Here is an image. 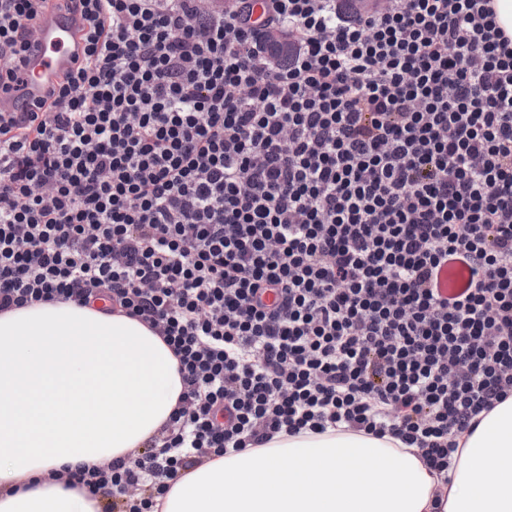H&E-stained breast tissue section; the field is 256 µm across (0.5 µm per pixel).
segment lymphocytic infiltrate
<instances>
[{
	"label": "lymphocytic infiltrate",
	"mask_w": 512,
	"mask_h": 512,
	"mask_svg": "<svg viewBox=\"0 0 512 512\" xmlns=\"http://www.w3.org/2000/svg\"><path fill=\"white\" fill-rule=\"evenodd\" d=\"M0 113V313L101 300L178 360L143 453L66 471L154 512L182 471L327 429L443 476L512 397V38L493 0H79ZM48 0H0V86ZM461 263L462 293L442 267ZM57 1L25 32L27 47L18 64L17 78L8 90L0 89V112L34 109L36 102L49 99L80 53L83 21L72 9H58Z\"/></svg>",
	"instance_id": "obj_1"
}]
</instances>
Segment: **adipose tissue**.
I'll return each mask as SVG.
<instances>
[{
	"label": "adipose tissue",
	"instance_id": "adipose-tissue-1",
	"mask_svg": "<svg viewBox=\"0 0 512 512\" xmlns=\"http://www.w3.org/2000/svg\"><path fill=\"white\" fill-rule=\"evenodd\" d=\"M182 391L173 352L135 319L71 303L0 314V512H99L49 473L135 458ZM456 440L440 497L397 439L279 433L184 471L155 512H512V397Z\"/></svg>",
	"mask_w": 512,
	"mask_h": 512
}]
</instances>
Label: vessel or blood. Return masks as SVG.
I'll list each match as a JSON object with an SVG mask.
<instances>
[{
  "instance_id": "b4317fda",
  "label": "vessel or blood",
  "mask_w": 512,
  "mask_h": 512,
  "mask_svg": "<svg viewBox=\"0 0 512 512\" xmlns=\"http://www.w3.org/2000/svg\"><path fill=\"white\" fill-rule=\"evenodd\" d=\"M83 21L74 10L48 7L25 32L27 42L11 88L0 89V112H20L50 98L82 48Z\"/></svg>"
}]
</instances>
